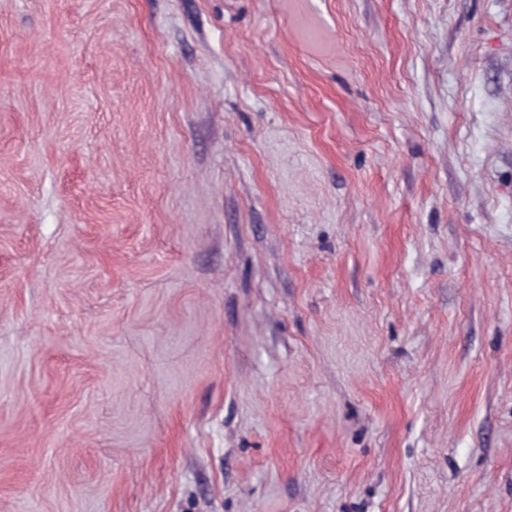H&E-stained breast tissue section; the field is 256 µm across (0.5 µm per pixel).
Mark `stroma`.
I'll return each mask as SVG.
<instances>
[{
	"mask_svg": "<svg viewBox=\"0 0 512 512\" xmlns=\"http://www.w3.org/2000/svg\"><path fill=\"white\" fill-rule=\"evenodd\" d=\"M0 512H512V0H0Z\"/></svg>",
	"mask_w": 512,
	"mask_h": 512,
	"instance_id": "obj_1",
	"label": "stroma"
}]
</instances>
